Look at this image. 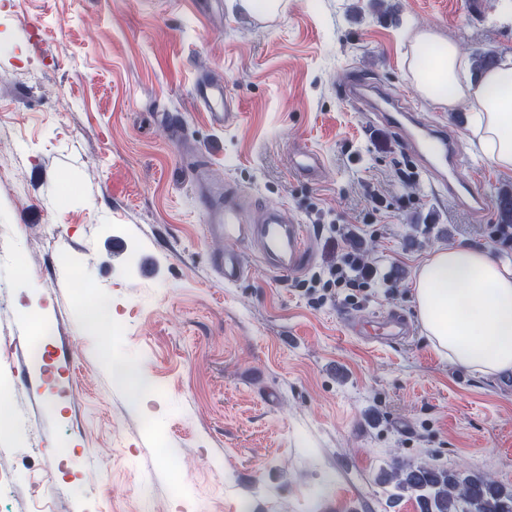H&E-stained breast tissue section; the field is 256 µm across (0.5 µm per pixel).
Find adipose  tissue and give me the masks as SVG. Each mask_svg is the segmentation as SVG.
I'll use <instances>...</instances> for the list:
<instances>
[{"label": "adipose tissue", "instance_id": "obj_1", "mask_svg": "<svg viewBox=\"0 0 512 512\" xmlns=\"http://www.w3.org/2000/svg\"><path fill=\"white\" fill-rule=\"evenodd\" d=\"M410 53L429 58L412 69L422 97L472 108L481 158L512 172V56L476 79L458 46L426 28ZM414 298L425 336L449 361L486 376L512 371V264L461 245L437 248L415 272Z\"/></svg>", "mask_w": 512, "mask_h": 512}]
</instances>
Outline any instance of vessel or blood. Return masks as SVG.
I'll list each match as a JSON object with an SVG mask.
<instances>
[{"label": "vessel or blood", "instance_id": "b4317fda", "mask_svg": "<svg viewBox=\"0 0 512 512\" xmlns=\"http://www.w3.org/2000/svg\"><path fill=\"white\" fill-rule=\"evenodd\" d=\"M197 96L209 112L213 123L223 124L229 117L231 105L224 93L223 85H200L197 88ZM383 119L386 125L397 132L409 150H420L429 157L446 162L454 160L456 150L449 142L445 131L439 128L417 127L399 101H391L390 109L384 114ZM322 164L323 159L316 150L303 149L292 160L291 168L300 177L314 180L318 178ZM448 194L467 201L475 208L484 207L486 204L482 189L475 182L464 187L449 184ZM206 210V230L210 236L220 237L231 243H253L275 272L295 275L308 266L311 252L306 231L303 225L289 220L284 210L279 209L256 216L230 196L221 202L207 201ZM211 264L229 285L241 282L247 274L239 255L231 249L213 256ZM374 325L378 338L391 342L399 340L410 331L409 321L398 313L375 318Z\"/></svg>", "mask_w": 512, "mask_h": 512}]
</instances>
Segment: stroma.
I'll return each mask as SVG.
<instances>
[{
  "label": "stroma",
  "mask_w": 512,
  "mask_h": 512,
  "mask_svg": "<svg viewBox=\"0 0 512 512\" xmlns=\"http://www.w3.org/2000/svg\"><path fill=\"white\" fill-rule=\"evenodd\" d=\"M418 25L467 56L512 54V0H283L274 18L231 0H0V340L16 346L0 415L17 425L0 437V512H418L377 481L394 456L512 490V383L449 363L414 300L437 247L512 263L493 237L512 174L478 159L469 108L417 92ZM355 76L369 101L346 97ZM205 80L235 106L224 125L194 101ZM393 96L458 143L482 212L380 121ZM304 146L318 180L290 169ZM202 181L287 209L307 271L279 276L241 243L248 274L225 285ZM348 252L375 271L368 295L317 301L312 279ZM392 309L405 344L350 335ZM439 173L442 184L445 187L448 184V196L467 201L473 208H483L485 206L486 198L476 181L465 187H459L451 181H447V177L442 171H439Z\"/></svg>",
  "instance_id": "stroma-1"
}]
</instances>
